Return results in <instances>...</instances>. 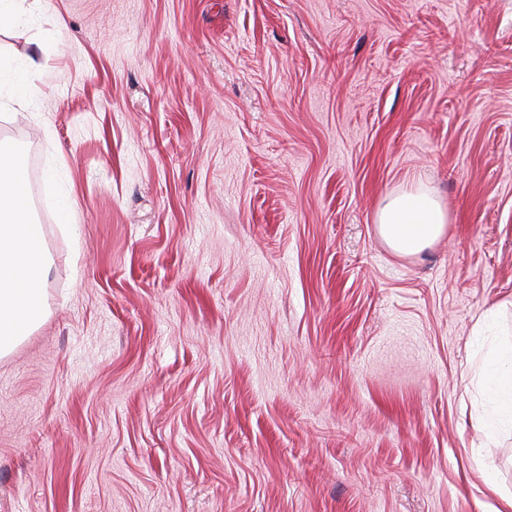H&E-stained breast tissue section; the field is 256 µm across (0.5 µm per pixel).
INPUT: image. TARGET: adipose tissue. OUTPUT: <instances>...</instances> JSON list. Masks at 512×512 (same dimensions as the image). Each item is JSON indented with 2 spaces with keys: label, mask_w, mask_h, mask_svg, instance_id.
Returning a JSON list of instances; mask_svg holds the SVG:
<instances>
[{
  "label": "adipose tissue",
  "mask_w": 512,
  "mask_h": 512,
  "mask_svg": "<svg viewBox=\"0 0 512 512\" xmlns=\"http://www.w3.org/2000/svg\"><path fill=\"white\" fill-rule=\"evenodd\" d=\"M29 196L16 162H0V356L10 352L40 319L44 307L36 280L44 262L36 247L39 227L24 223ZM379 233L397 254L414 255L448 229V212L423 189L389 197L377 215Z\"/></svg>",
  "instance_id": "adipose-tissue-1"
}]
</instances>
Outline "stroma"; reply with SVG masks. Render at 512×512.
<instances>
[{"label": "stroma", "mask_w": 512, "mask_h": 512, "mask_svg": "<svg viewBox=\"0 0 512 512\" xmlns=\"http://www.w3.org/2000/svg\"><path fill=\"white\" fill-rule=\"evenodd\" d=\"M24 6L0 141L47 273L0 512H502L512 0ZM417 187L448 231L403 256L376 217ZM499 357L510 359V364L506 369L496 367L491 381V390L502 399L505 409L512 417V340L510 343L504 342L499 347L492 359L494 364L499 363Z\"/></svg>", "instance_id": "stroma-1"}]
</instances>
